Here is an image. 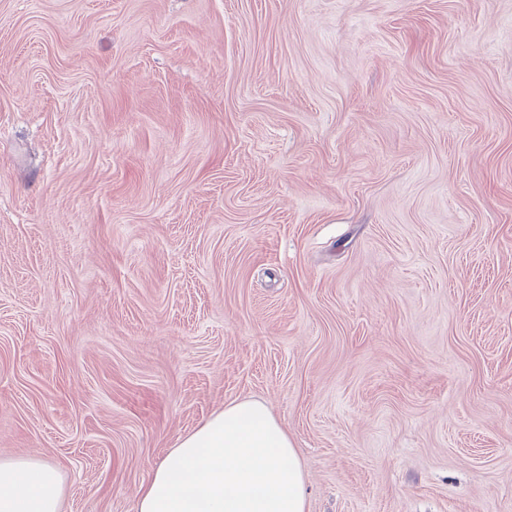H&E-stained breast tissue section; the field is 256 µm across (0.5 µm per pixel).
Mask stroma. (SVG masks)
<instances>
[{"label":"stroma","mask_w":512,"mask_h":512,"mask_svg":"<svg viewBox=\"0 0 512 512\" xmlns=\"http://www.w3.org/2000/svg\"><path fill=\"white\" fill-rule=\"evenodd\" d=\"M245 398L308 512H512V0H0V458L136 512Z\"/></svg>","instance_id":"1"}]
</instances>
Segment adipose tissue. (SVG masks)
Instances as JSON below:
<instances>
[{"mask_svg":"<svg viewBox=\"0 0 512 512\" xmlns=\"http://www.w3.org/2000/svg\"><path fill=\"white\" fill-rule=\"evenodd\" d=\"M62 499L50 461L0 458V512H61ZM136 512H307L302 463L264 402L232 401L167 451Z\"/></svg>","mask_w":512,"mask_h":512,"instance_id":"obj_1","label":"adipose tissue"}]
</instances>
